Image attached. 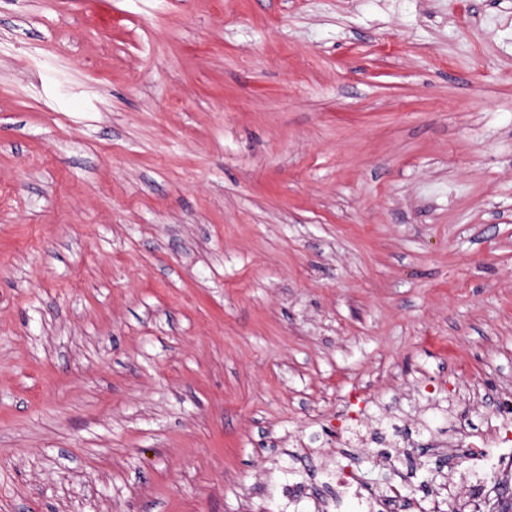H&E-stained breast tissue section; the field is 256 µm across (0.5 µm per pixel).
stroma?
<instances>
[{
	"instance_id": "stroma-1",
	"label": "stroma",
	"mask_w": 512,
	"mask_h": 512,
	"mask_svg": "<svg viewBox=\"0 0 512 512\" xmlns=\"http://www.w3.org/2000/svg\"><path fill=\"white\" fill-rule=\"evenodd\" d=\"M512 0H0V512H499ZM402 497V485L389 484L380 491L370 493L367 506L372 512H395Z\"/></svg>"
}]
</instances>
